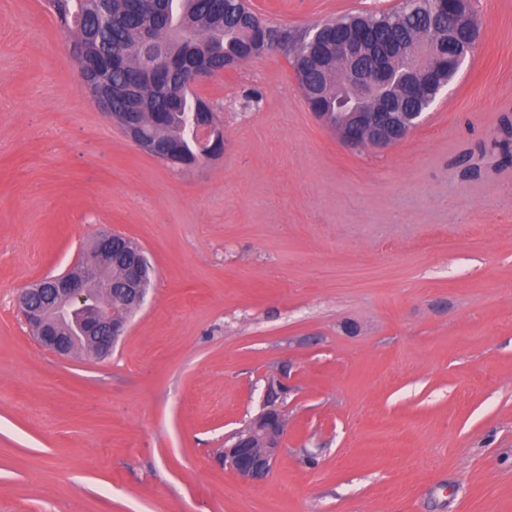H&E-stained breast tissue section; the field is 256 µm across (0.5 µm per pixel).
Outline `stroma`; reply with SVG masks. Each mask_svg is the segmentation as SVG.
Here are the masks:
<instances>
[{
  "label": "stroma",
  "mask_w": 512,
  "mask_h": 512,
  "mask_svg": "<svg viewBox=\"0 0 512 512\" xmlns=\"http://www.w3.org/2000/svg\"><path fill=\"white\" fill-rule=\"evenodd\" d=\"M400 0H249L304 30ZM424 125L344 148L285 51L212 77L224 153L173 166L79 87L44 0H0V512H512V0ZM152 289L112 354L40 347L16 298L101 232ZM288 387L270 475L219 458Z\"/></svg>",
  "instance_id": "1"
}]
</instances>
